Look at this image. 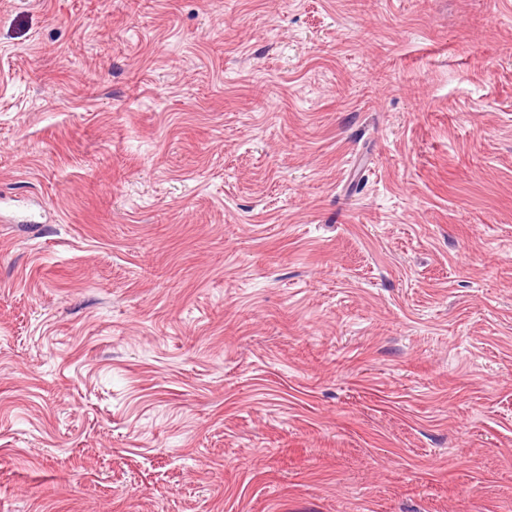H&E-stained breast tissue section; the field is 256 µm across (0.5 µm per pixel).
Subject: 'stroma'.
I'll return each mask as SVG.
<instances>
[{
    "label": "stroma",
    "mask_w": 512,
    "mask_h": 512,
    "mask_svg": "<svg viewBox=\"0 0 512 512\" xmlns=\"http://www.w3.org/2000/svg\"><path fill=\"white\" fill-rule=\"evenodd\" d=\"M0 512H512V0H0Z\"/></svg>",
    "instance_id": "1"
}]
</instances>
